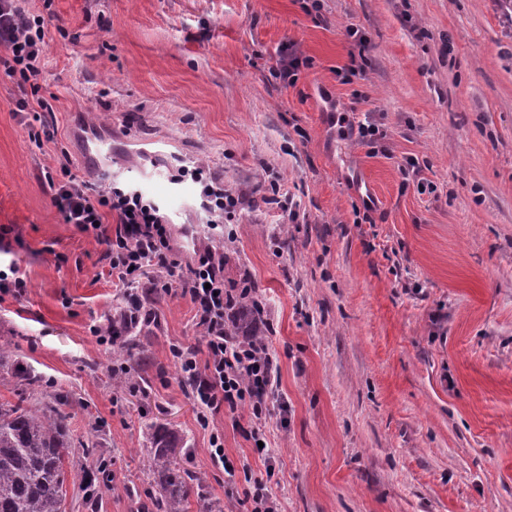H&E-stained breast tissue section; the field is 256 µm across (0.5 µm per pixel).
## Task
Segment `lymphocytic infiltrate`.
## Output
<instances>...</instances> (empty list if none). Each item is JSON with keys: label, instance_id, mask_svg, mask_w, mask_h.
<instances>
[{"label": "lymphocytic infiltrate", "instance_id": "lymphocytic-infiltrate-1", "mask_svg": "<svg viewBox=\"0 0 512 512\" xmlns=\"http://www.w3.org/2000/svg\"><path fill=\"white\" fill-rule=\"evenodd\" d=\"M0 45L10 52L0 70L38 93L36 78L46 52L44 31L39 17L22 0H0ZM60 171L61 180L50 183L55 206L65 223L106 243L103 258L130 306H137L144 292L190 300L199 337L194 345L172 346L170 354L179 387L195 402L200 423L209 425L221 408L234 412L245 406L251 419L248 438L266 441L277 394L278 363L262 341L224 332L226 320L235 314L236 302L245 291L225 287L223 247L198 246L191 257H184L174 245L167 216L138 190L114 183L96 187L72 176L65 164ZM193 172L201 185V206L212 224L223 223L242 207V198L225 192L223 179L207 164L196 163ZM108 216L115 218V227L105 225ZM209 445L212 464L224 471L228 497L242 496L251 504V512H278L266 481L257 478L247 489L238 488L236 468L224 452L223 434L211 432Z\"/></svg>", "mask_w": 512, "mask_h": 512}]
</instances>
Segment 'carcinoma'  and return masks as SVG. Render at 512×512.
<instances>
[{
    "instance_id": "obj_1",
    "label": "carcinoma",
    "mask_w": 512,
    "mask_h": 512,
    "mask_svg": "<svg viewBox=\"0 0 512 512\" xmlns=\"http://www.w3.org/2000/svg\"><path fill=\"white\" fill-rule=\"evenodd\" d=\"M68 415L57 408L0 403V512H61L69 443ZM178 437L162 427L152 435L148 467L158 512H185L190 483L199 478L172 461Z\"/></svg>"
}]
</instances>
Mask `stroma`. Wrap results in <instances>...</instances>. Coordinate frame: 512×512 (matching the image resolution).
I'll use <instances>...</instances> for the list:
<instances>
[{"label": "stroma", "instance_id": "obj_1", "mask_svg": "<svg viewBox=\"0 0 512 512\" xmlns=\"http://www.w3.org/2000/svg\"><path fill=\"white\" fill-rule=\"evenodd\" d=\"M28 0L44 20L38 77L54 110L35 144L0 74V403L67 414L63 512H155L154 427L204 479L186 512H243L237 479L274 466L281 512H512V12L502 0ZM306 66L272 74L283 48ZM359 72L345 83L338 70ZM378 126L373 141L359 124ZM131 186L160 205L184 253L224 246L250 282L288 406L257 452L249 413L210 429L179 388L172 344L191 303L154 322L115 388L92 326L122 304L92 236L65 223L49 178ZM419 162L406 173L407 159ZM205 161L249 199L214 226L181 170ZM279 203L262 202L270 179ZM40 379L35 392L20 381ZM209 458L213 465L224 469V486H227V496L237 497L242 500L239 503L252 504L251 512H278L277 503L270 493L267 480L254 479L252 485L242 491L243 498H240L239 489L235 480L236 468L229 458L224 454V435L219 431H212L209 439ZM244 504V503H243Z\"/></svg>", "mask_w": 512, "mask_h": 512}]
</instances>
